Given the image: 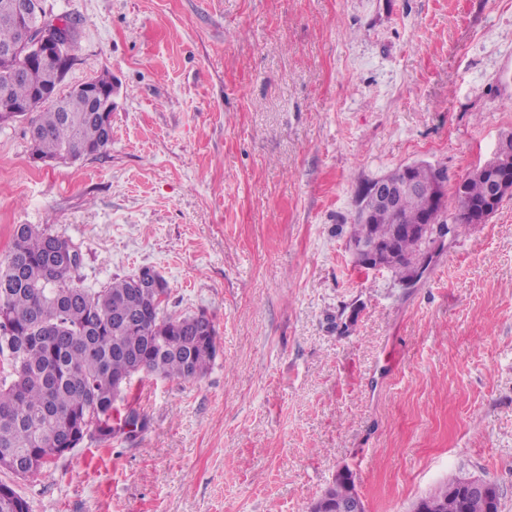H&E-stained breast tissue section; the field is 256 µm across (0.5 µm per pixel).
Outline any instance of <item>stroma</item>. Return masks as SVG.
<instances>
[{"label":"stroma","instance_id":"stroma-1","mask_svg":"<svg viewBox=\"0 0 512 512\" xmlns=\"http://www.w3.org/2000/svg\"><path fill=\"white\" fill-rule=\"evenodd\" d=\"M43 6L76 24L61 92L111 74L112 143L44 165L27 121L0 126V258L48 224L82 248L77 284L152 267L219 353L134 376L119 437L0 481L30 512H308L345 466L367 512L451 475L512 512V195L409 285L349 247L368 181H455L512 135V0Z\"/></svg>","mask_w":512,"mask_h":512}]
</instances>
